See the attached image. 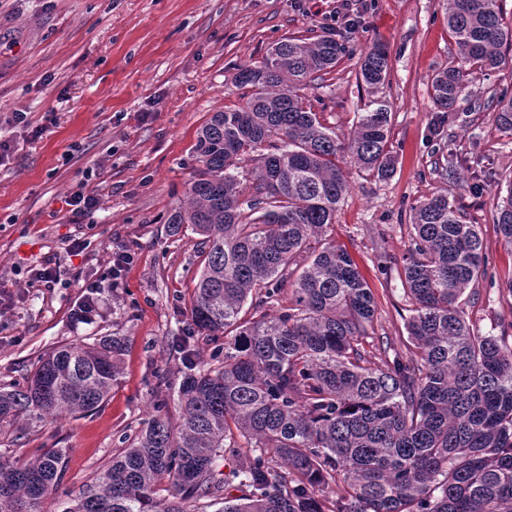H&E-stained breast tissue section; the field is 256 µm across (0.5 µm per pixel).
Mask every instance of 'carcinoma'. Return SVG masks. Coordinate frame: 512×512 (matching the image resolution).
I'll use <instances>...</instances> for the list:
<instances>
[{"label": "carcinoma", "mask_w": 512, "mask_h": 512, "mask_svg": "<svg viewBox=\"0 0 512 512\" xmlns=\"http://www.w3.org/2000/svg\"><path fill=\"white\" fill-rule=\"evenodd\" d=\"M446 18L465 61L500 68L512 48L501 0H448ZM345 54L327 35L276 42L237 73L244 103L197 131L188 206L169 219L200 236L203 264L174 342L187 369L174 387L179 422L156 406L71 501L55 497L63 449L24 465L0 458V512H195L220 498L222 512H512V346L466 320L488 260L478 225L448 195L411 207L406 352L375 361L367 351L392 342L375 336L373 292L327 229L349 189L342 153L379 179L393 174L389 105L371 100L344 139L302 94ZM389 71L384 45L362 55L372 91ZM467 88L450 66L432 78V99L450 111ZM486 105L512 132V98L495 92ZM494 208L512 247V180ZM220 336L224 354L198 365L195 343ZM124 349L122 336L53 347L24 384H0V424L97 410ZM163 479L170 497L158 500ZM234 482L242 495L223 498Z\"/></svg>", "instance_id": "carcinoma-1"}]
</instances>
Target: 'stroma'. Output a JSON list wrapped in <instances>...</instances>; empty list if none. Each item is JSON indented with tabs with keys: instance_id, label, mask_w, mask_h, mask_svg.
Returning a JSON list of instances; mask_svg holds the SVG:
<instances>
[{
	"instance_id": "obj_1",
	"label": "stroma",
	"mask_w": 512,
	"mask_h": 512,
	"mask_svg": "<svg viewBox=\"0 0 512 512\" xmlns=\"http://www.w3.org/2000/svg\"><path fill=\"white\" fill-rule=\"evenodd\" d=\"M358 26L337 20V0H0V139L12 152L0 163V290L17 295L0 313V383L24 382L52 347L126 339L122 374L105 403L78 417L0 425V457L26 461L39 449L67 451L62 491L76 496L126 448L157 402L171 422L169 398L184 366L173 348L190 318L201 269L198 237L173 233L169 218L186 202L192 148L215 112L238 106L239 68L261 60L275 41L339 33L350 50L323 82L305 91L327 125L349 135L371 95L358 80L373 44L389 52L382 97L390 106L397 163L380 180L343 155L350 188L331 236L345 247L371 288L375 332L404 345L410 304L403 295L409 210L434 194L456 199L480 227L488 278L467 319L480 334L512 345V247L495 223L493 198L512 178V135L494 112H474L472 98L512 93V64L469 70L467 97L454 111L433 104L431 81L461 57L446 23V0H358ZM24 123H16V113ZM474 162L456 178L435 168L438 152ZM77 193L97 202L69 206ZM84 241L81 253L69 241ZM134 260L117 282H104L99 310L80 322L85 283L109 266L113 250ZM49 260L65 285L30 280L27 269Z\"/></svg>"
}]
</instances>
